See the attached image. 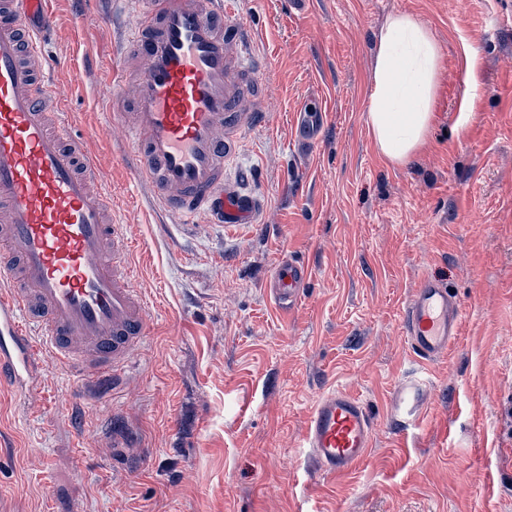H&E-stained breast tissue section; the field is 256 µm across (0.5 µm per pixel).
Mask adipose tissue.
Listing matches in <instances>:
<instances>
[{
    "instance_id": "ef3b65f1",
    "label": "adipose tissue",
    "mask_w": 512,
    "mask_h": 512,
    "mask_svg": "<svg viewBox=\"0 0 512 512\" xmlns=\"http://www.w3.org/2000/svg\"><path fill=\"white\" fill-rule=\"evenodd\" d=\"M442 69L429 27L410 13L392 15L378 35L366 111L375 149L388 164L406 165L427 145Z\"/></svg>"
}]
</instances>
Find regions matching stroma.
<instances>
[{"mask_svg":"<svg viewBox=\"0 0 512 512\" xmlns=\"http://www.w3.org/2000/svg\"><path fill=\"white\" fill-rule=\"evenodd\" d=\"M51 6L47 57L75 68L67 119L137 239L153 327L103 400L70 399L55 371L30 395L0 390V512H512V0H240L269 124L239 164L267 210L175 245L118 166L127 144L95 96L118 63L108 6ZM401 12L428 25L444 68L429 145L394 167L366 108L376 36ZM306 104L322 116L301 153ZM290 257L312 277L284 309L264 283ZM425 275L463 324L413 429L391 401L411 366L401 305ZM332 386L363 400L376 436L353 470L324 476L299 441Z\"/></svg>","mask_w":512,"mask_h":512,"instance_id":"1","label":"stroma"}]
</instances>
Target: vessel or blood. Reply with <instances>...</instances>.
<instances>
[{"label":"vessel or blood","mask_w":512,"mask_h":512,"mask_svg":"<svg viewBox=\"0 0 512 512\" xmlns=\"http://www.w3.org/2000/svg\"><path fill=\"white\" fill-rule=\"evenodd\" d=\"M125 33L118 77L97 96L130 144L128 167L151 203L177 222L233 232L266 208L243 192L238 156L266 122L261 59L237 0H113ZM50 0H0V385L25 395L63 372L77 393L123 379L151 334V309L134 275L135 246L112 204L86 140L63 120L66 104L47 72ZM310 278L282 261L268 290L280 305ZM462 309L438 280L421 277L403 302L400 327L413 367L393 412L421 420L433 366L461 330ZM374 445V419L336 388L311 407L301 448L327 476L354 469Z\"/></svg>","instance_id":"obj_1"}]
</instances>
